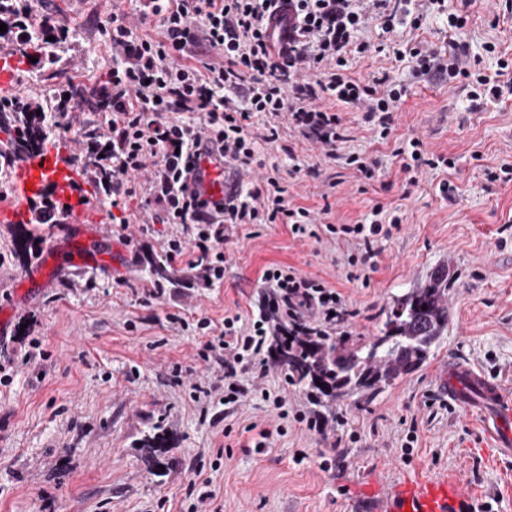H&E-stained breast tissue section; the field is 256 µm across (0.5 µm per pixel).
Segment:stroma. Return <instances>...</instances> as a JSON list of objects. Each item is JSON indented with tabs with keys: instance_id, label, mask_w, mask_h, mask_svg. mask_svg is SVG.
<instances>
[{
	"instance_id": "obj_1",
	"label": "stroma",
	"mask_w": 512,
	"mask_h": 512,
	"mask_svg": "<svg viewBox=\"0 0 512 512\" xmlns=\"http://www.w3.org/2000/svg\"><path fill=\"white\" fill-rule=\"evenodd\" d=\"M50 6L69 28L56 64L62 78L38 77L32 62L11 77L35 102L57 95L69 76L91 88L112 66L100 21L114 11H137L134 0H51ZM415 35L443 54L452 45L466 48L491 75L497 59L483 46L495 42L512 54V11L502 0H475L463 29L430 14ZM348 72L356 79L386 72L408 87L390 140L360 112L345 114L352 139L343 151L376 158L374 179L349 176L328 192L334 166L319 149L283 137L262 145L264 165L245 181L256 187L267 167L294 168L296 178L286 181L290 197L315 213L330 207L327 222L370 218L377 203L385 217L400 216L398 228L376 242L373 270L350 266L346 248L333 240L301 241L284 224H245L224 229L223 282L203 284L185 255L175 262L185 284L159 295L143 263L162 254L175 226L152 222L140 198L118 208L100 201L80 168L84 225L37 223L20 194L15 162L0 163V309L13 307L15 289L53 244L85 237L89 227L106 237L116 258L50 271L41 295L15 307L0 354L14 366L11 382L0 384V512H190L185 487L199 466L214 496L211 512H366L370 497L409 476L455 480L471 512H512V462L494 458L479 418L434 388L451 358L512 388V181L487 176L512 162V98L473 106L461 82H414L407 65L384 54L351 55ZM414 138L427 156L450 158L454 168L423 169L408 185L392 149ZM446 181L457 188L454 198L439 189ZM272 262L335 287L355 313L353 337L377 335L393 298L423 284L432 269L447 265L452 276L447 334L422 367L370 403L337 405L326 428L342 443L327 468L322 461L331 448L322 436L291 425L259 453L247 437L224 436L203 420L192 398L194 386L215 378L197 356L193 322L204 316L219 322L231 311L250 320L263 287L260 270ZM170 313L185 325L169 323ZM36 337L49 357L24 363ZM155 425L166 443L151 463L141 439ZM225 446L232 455L216 457Z\"/></svg>"
}]
</instances>
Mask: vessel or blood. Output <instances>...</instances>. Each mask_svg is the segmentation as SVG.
Masks as SVG:
<instances>
[{"label":"vessel or blood","instance_id":"b4317fda","mask_svg":"<svg viewBox=\"0 0 512 512\" xmlns=\"http://www.w3.org/2000/svg\"><path fill=\"white\" fill-rule=\"evenodd\" d=\"M217 157L203 158L195 168V186L205 197L219 201L230 188L227 174ZM20 185H33L35 192H42L48 184H55L58 191L72 199L66 221L83 223L84 205L75 189L71 166L64 156L48 154L39 158H20L18 161ZM101 237L85 239L80 250L65 247L54 250L58 265L80 266L101 255ZM440 393L466 411L476 413L484 424L487 437L499 458H512V392L499 382L482 373L470 363L454 359L438 374ZM464 495L459 486L448 479L404 480L396 484L374 504L375 512H459Z\"/></svg>","mask_w":512,"mask_h":512}]
</instances>
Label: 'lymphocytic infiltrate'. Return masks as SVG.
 <instances>
[{
  "label": "lymphocytic infiltrate",
  "instance_id": "f902f5d3",
  "mask_svg": "<svg viewBox=\"0 0 512 512\" xmlns=\"http://www.w3.org/2000/svg\"><path fill=\"white\" fill-rule=\"evenodd\" d=\"M412 0H147L136 19L112 12L103 31L112 51V66L96 94L108 104L97 140L87 142L100 164L112 171L102 195L112 204L138 196L159 209L164 224L181 225L183 235L167 239L169 256L192 253V265L205 282L223 281L224 227L228 224H286L299 238L317 237L308 208L293 203L279 171L267 174L266 189H246L241 177L257 161V141L279 139V122L320 149L325 159L344 160L360 180L375 176L374 164L355 154L340 157V144L350 138L341 107L364 112L389 138L393 113L403 96L389 74L370 80L347 72L351 54L368 56L374 48L359 34L370 25L388 33L421 19L411 16ZM156 25L159 37L141 35ZM396 61H410L414 78L467 83L474 99L499 97L491 78L476 71L467 52L454 48L441 55L421 41L394 49ZM319 77L308 81L306 72ZM195 113L192 121L181 120ZM263 116V133L250 130L253 117ZM210 142L238 181L223 200L202 198L189 186L201 142ZM146 182H135L139 172ZM381 206L370 221L328 225L351 247V265H365L375 256L382 232ZM272 288L273 302L301 311L316 323L340 329L355 316L340 292L324 280L290 265L270 264L261 274ZM227 314L221 330L198 320L206 335L201 357L219 365L224 376L202 388L206 406H223L232 414L268 371L267 320L253 316L248 326Z\"/></svg>",
  "mask_w": 512,
  "mask_h": 512
}]
</instances>
